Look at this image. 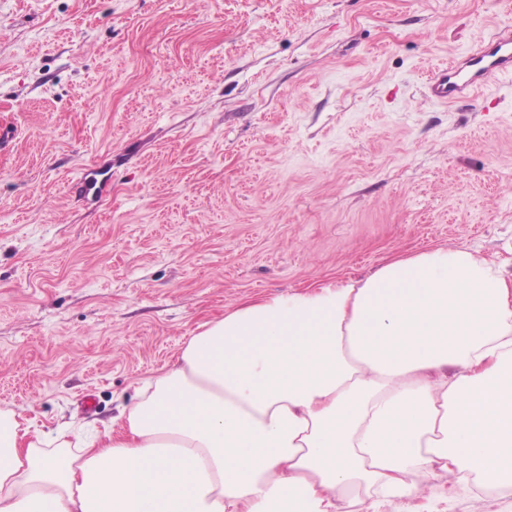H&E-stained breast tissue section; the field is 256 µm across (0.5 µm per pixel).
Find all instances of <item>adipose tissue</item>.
Segmentation results:
<instances>
[{
    "mask_svg": "<svg viewBox=\"0 0 512 512\" xmlns=\"http://www.w3.org/2000/svg\"><path fill=\"white\" fill-rule=\"evenodd\" d=\"M473 483L512 489V276L455 247L206 322L118 427L0 410V512H347L361 487L408 512Z\"/></svg>",
    "mask_w": 512,
    "mask_h": 512,
    "instance_id": "1",
    "label": "adipose tissue"
}]
</instances>
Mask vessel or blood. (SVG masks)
<instances>
[{
	"mask_svg": "<svg viewBox=\"0 0 512 512\" xmlns=\"http://www.w3.org/2000/svg\"><path fill=\"white\" fill-rule=\"evenodd\" d=\"M512 83V28H496L478 43L455 51L426 75L430 100L450 107L472 100L491 83Z\"/></svg>",
	"mask_w": 512,
	"mask_h": 512,
	"instance_id": "1",
	"label": "vessel or blood"
}]
</instances>
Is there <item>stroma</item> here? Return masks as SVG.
<instances>
[{"instance_id": "35a3bbf8", "label": "stroma", "mask_w": 512, "mask_h": 512, "mask_svg": "<svg viewBox=\"0 0 512 512\" xmlns=\"http://www.w3.org/2000/svg\"><path fill=\"white\" fill-rule=\"evenodd\" d=\"M512 0H0V410L104 430L202 323L448 245L512 276ZM414 512H512V490ZM512 83V28L498 27L478 43L455 51L448 64L427 72L430 100L450 107L472 100L491 83Z\"/></svg>"}]
</instances>
